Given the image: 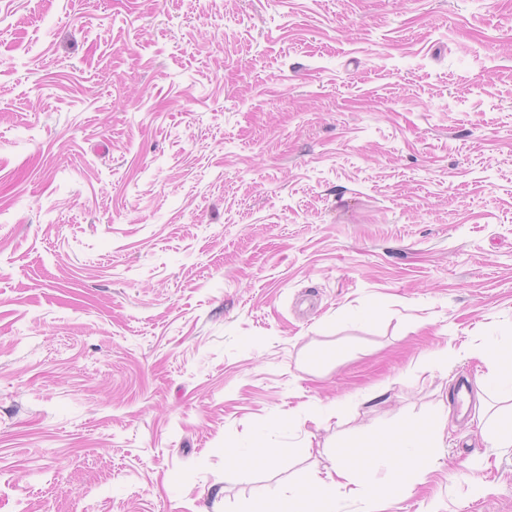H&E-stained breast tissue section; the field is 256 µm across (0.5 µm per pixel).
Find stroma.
<instances>
[{"mask_svg": "<svg viewBox=\"0 0 512 512\" xmlns=\"http://www.w3.org/2000/svg\"><path fill=\"white\" fill-rule=\"evenodd\" d=\"M511 351L512 0H0V512H512ZM422 432L418 430H400L394 432L390 442L394 447L401 448V453L393 460L388 461L382 457L352 460L349 463L337 464L336 460L327 469L325 477L314 475L302 488L289 494L272 505H265L254 512H336L339 511L336 502V489L345 488L355 483V471L372 467L377 461H384L387 466V480L390 489L396 491L402 484L405 476L415 462L423 461L420 454L410 456L402 448H419ZM392 463V472L390 466ZM391 479V480H390ZM315 503L313 510H307V505Z\"/></svg>", "mask_w": 512, "mask_h": 512, "instance_id": "stroma-1", "label": "stroma"}]
</instances>
